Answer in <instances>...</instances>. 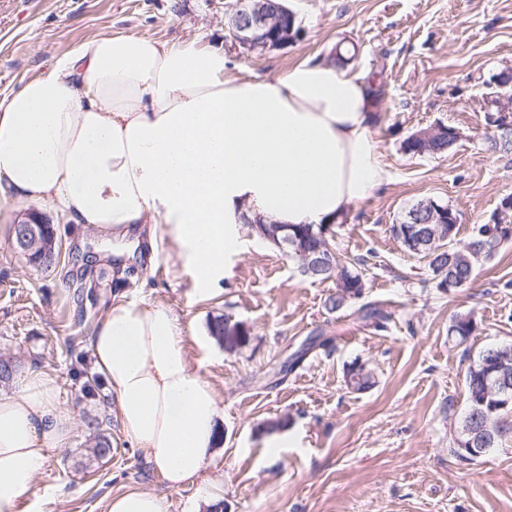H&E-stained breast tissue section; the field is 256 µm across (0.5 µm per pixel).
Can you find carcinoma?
Instances as JSON below:
<instances>
[{"label":"carcinoma","mask_w":512,"mask_h":512,"mask_svg":"<svg viewBox=\"0 0 512 512\" xmlns=\"http://www.w3.org/2000/svg\"><path fill=\"white\" fill-rule=\"evenodd\" d=\"M406 154L422 155L434 152L442 154L448 151V140L443 139L436 144V150H422L420 146L405 138L401 145ZM415 228L411 236L397 231L391 226L392 234L410 253L426 260L435 280V287L443 282H453V291H461L472 281L475 267L491 259L498 247L512 239V232L498 223L481 224L469 239L461 244L456 240L457 225L446 224L444 230L451 233L443 243L429 244L431 230L437 227L428 210H423L407 228ZM274 236L283 243V248L299 263L300 272L314 280H336V292L330 295L327 305L330 310L338 311L344 306L360 300L364 294L366 283L358 266L363 264L360 259H350L341 253L332 257L333 267L313 275L308 272L305 253L326 246V241L316 237L317 230L309 225L293 227L288 232L279 231V226H272ZM392 303L385 301L364 302L354 311L357 319L371 324L379 331H384L392 320ZM236 325L222 316H215L208 324L210 336L227 350H234L245 343V340L233 335ZM477 330L474 317L457 314L448 323V335L459 345L466 343ZM497 354L499 363L488 357L490 352ZM484 350L471 361L465 375L468 393L466 413L458 426L457 437L470 443L472 447L482 449L481 455L464 456L459 447L451 448L457 458L472 462L486 456L495 448L512 445V404L505 410L497 408L498 402L509 397L512 399V345L500 346L494 350ZM374 384L373 373L362 365H354L346 374V387L352 391L362 392Z\"/></svg>","instance_id":"obj_1"}]
</instances>
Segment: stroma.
Returning <instances> with one entry per match:
<instances>
[{
  "label": "stroma",
  "instance_id": "35a3bbf8",
  "mask_svg": "<svg viewBox=\"0 0 512 512\" xmlns=\"http://www.w3.org/2000/svg\"><path fill=\"white\" fill-rule=\"evenodd\" d=\"M225 0H0V98L44 74L98 34L162 41L198 39L224 48L227 75L279 74L307 57L330 61L348 47L352 70L381 75L375 132L390 180L333 226V243L363 260L366 300H390L387 330L329 310L331 280L303 277L285 250L251 234L228 259L232 275L206 299L165 246L116 256L91 228L53 222L59 256L29 265L11 237L18 205L0 215V355L18 377L55 378L56 400L75 418L66 447L50 452L25 499L33 512H106L130 490L164 494L169 512H202L221 489L224 512H512V447L463 462L449 450L465 415L471 358L512 345V241L478 266L470 288H435L425 260L404 250L391 224L431 199L460 215L457 237L474 225L512 224V152L487 140L498 109L490 77L512 67V0H288L303 30L265 54L235 48L224 26ZM437 122L460 140L437 155L404 153L403 140ZM152 302L178 316L190 363L214 389L222 441L204 481L168 489L125 438L114 398L92 367L91 329L82 318L117 301ZM472 313L467 347L448 336L456 313ZM226 315L247 329L233 351L210 336ZM312 350L284 379L273 368L318 331ZM354 364L375 376L365 392L346 387ZM108 436L111 457L87 450Z\"/></svg>",
  "mask_w": 512,
  "mask_h": 512
}]
</instances>
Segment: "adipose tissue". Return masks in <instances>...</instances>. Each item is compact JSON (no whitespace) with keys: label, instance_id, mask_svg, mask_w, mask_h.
<instances>
[{"label":"adipose tissue","instance_id":"1","mask_svg":"<svg viewBox=\"0 0 512 512\" xmlns=\"http://www.w3.org/2000/svg\"><path fill=\"white\" fill-rule=\"evenodd\" d=\"M223 50L99 35L0 98V201L50 205L65 222L165 244L198 297L222 288L244 225L331 224L389 173L365 75L309 57L228 78ZM125 437L169 488L201 479L219 407L190 366L174 312L116 302L90 341ZM53 377L0 394V512L24 496L72 416Z\"/></svg>","mask_w":512,"mask_h":512}]
</instances>
